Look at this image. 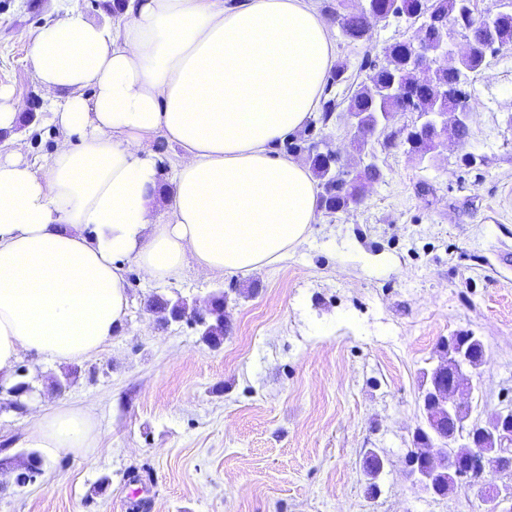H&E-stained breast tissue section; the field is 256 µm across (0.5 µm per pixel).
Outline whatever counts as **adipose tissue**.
Segmentation results:
<instances>
[{"label":"adipose tissue","instance_id":"obj_1","mask_svg":"<svg viewBox=\"0 0 512 512\" xmlns=\"http://www.w3.org/2000/svg\"><path fill=\"white\" fill-rule=\"evenodd\" d=\"M333 61L311 0H128L109 29L71 14L32 44L61 133L43 167L0 152V378L21 354L68 362L127 317L123 260L149 279L188 263L247 275L302 246L319 215L307 164L275 146L306 123ZM184 155L162 189L148 143ZM26 447L87 457L98 424L79 404L39 416Z\"/></svg>","mask_w":512,"mask_h":512}]
</instances>
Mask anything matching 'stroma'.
<instances>
[{"instance_id":"1","label":"stroma","mask_w":512,"mask_h":512,"mask_svg":"<svg viewBox=\"0 0 512 512\" xmlns=\"http://www.w3.org/2000/svg\"><path fill=\"white\" fill-rule=\"evenodd\" d=\"M98 3L0 0V84L20 109L42 103L39 124L0 149L23 143L38 162L54 149L58 103L35 81L32 39L73 12L115 24ZM330 31L337 61L360 82L370 75L362 58L382 59L412 35L394 17L363 40ZM466 90L465 141L424 160L367 143L383 180L366 184L358 210L320 215L282 263L245 277L191 264L168 284L127 264V321L78 362L65 393L49 382L65 365L22 355L11 374L36 391L23 414L0 398V446L18 453L38 416L65 401L90 408L101 451L46 458L21 489L0 474V512H129L128 479L141 470L150 512H484L465 482L438 496L407 478L422 371L443 337L469 330L488 347L473 418L512 403V48ZM216 291L229 324L216 349L190 321L161 330L145 309L155 295L200 306ZM371 450L385 458L372 484L362 468Z\"/></svg>"}]
</instances>
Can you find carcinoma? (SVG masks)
I'll use <instances>...</instances> for the list:
<instances>
[{
    "instance_id": "obj_1",
    "label": "carcinoma",
    "mask_w": 512,
    "mask_h": 512,
    "mask_svg": "<svg viewBox=\"0 0 512 512\" xmlns=\"http://www.w3.org/2000/svg\"><path fill=\"white\" fill-rule=\"evenodd\" d=\"M334 14L342 35L351 40L368 36L371 19L379 15L403 18L416 25V29L412 38L385 48V61L379 63L367 58L361 61L360 68L371 71L367 83L350 82L346 64L334 66L326 78L324 97L317 115L308 120L302 132L290 135L276 145V149L283 154L306 158L318 180L319 207L329 215L345 211L349 203L356 200L358 178L373 182L382 177L381 169L373 161L368 163L362 175L347 173L338 177L334 174L317 146L319 132L336 121V113L355 112L361 116L364 129L360 140L363 141L368 133L376 129L379 113L429 112L436 109L440 106L436 89H463L469 76L487 65L489 55L512 46V10H506L497 16V45L492 50L462 56L451 67L435 70L431 80L424 81L415 69L417 47H441L450 26L462 29L468 24L472 26L475 37L481 36L480 29L475 26L476 16L470 7V0H368L364 10H336ZM440 135L437 127H428L418 136L405 128H392L384 134L379 146L384 151L404 147L407 153L422 160L432 154L430 143ZM484 442L487 454L481 459L475 458V448L465 439L457 440L454 447L457 461L470 465L471 486L484 484L490 475L489 467L496 468L500 463L512 465V456L501 458L491 435H486ZM13 462L21 474L35 475L43 471V458L36 451L19 453ZM418 468L431 476L435 489L441 495L456 482L454 471L445 467L436 455L419 461Z\"/></svg>"
}]
</instances>
